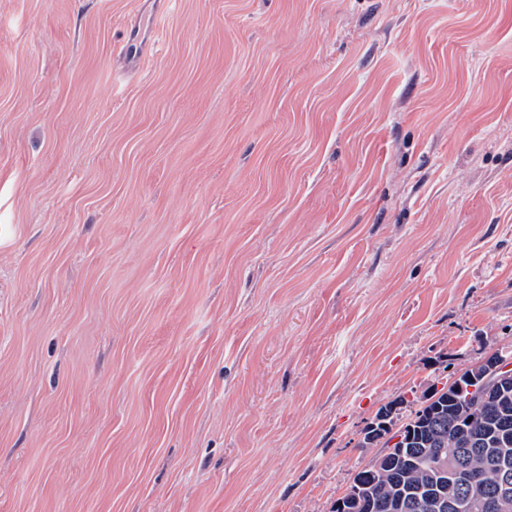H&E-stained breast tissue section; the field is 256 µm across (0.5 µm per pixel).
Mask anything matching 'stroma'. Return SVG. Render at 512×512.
I'll use <instances>...</instances> for the list:
<instances>
[{
    "label": "stroma",
    "instance_id": "1",
    "mask_svg": "<svg viewBox=\"0 0 512 512\" xmlns=\"http://www.w3.org/2000/svg\"><path fill=\"white\" fill-rule=\"evenodd\" d=\"M495 351L512 0H0V512H333Z\"/></svg>",
    "mask_w": 512,
    "mask_h": 512
}]
</instances>
